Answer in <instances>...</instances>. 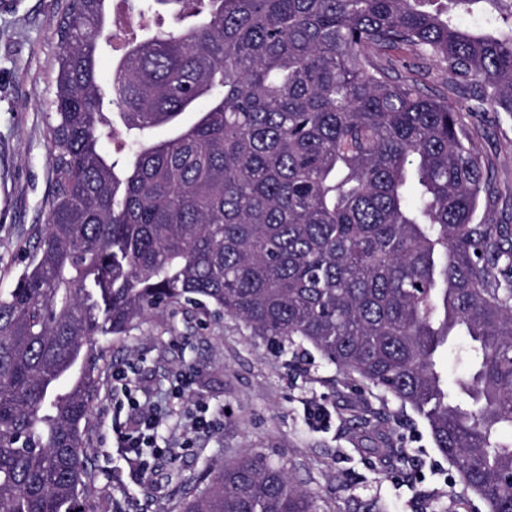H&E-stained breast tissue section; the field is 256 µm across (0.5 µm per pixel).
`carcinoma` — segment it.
Segmentation results:
<instances>
[{"label": "carcinoma", "mask_w": 512, "mask_h": 512, "mask_svg": "<svg viewBox=\"0 0 512 512\" xmlns=\"http://www.w3.org/2000/svg\"><path fill=\"white\" fill-rule=\"evenodd\" d=\"M106 2L62 5L54 186L0 293V512H86L95 337L182 302L276 349L305 342L412 407L464 485L512 512V228L475 222L487 163L448 97L392 56L512 112V12L466 28L490 0H126L195 23L121 55L118 124L100 111ZM461 330L468 371L437 391ZM201 482L182 512H316L260 454Z\"/></svg>", "instance_id": "cac0c4a2"}]
</instances>
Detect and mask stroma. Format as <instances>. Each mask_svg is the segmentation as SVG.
<instances>
[{
    "instance_id": "1",
    "label": "stroma",
    "mask_w": 512,
    "mask_h": 512,
    "mask_svg": "<svg viewBox=\"0 0 512 512\" xmlns=\"http://www.w3.org/2000/svg\"><path fill=\"white\" fill-rule=\"evenodd\" d=\"M63 0H12L0 7V292L13 288L24 267L30 232L45 220L53 186L45 116L56 91L53 68ZM428 93L446 92L488 164L490 186L478 221L512 227V113L478 104L468 88L444 86L440 72L421 64ZM109 351L92 402L86 446L95 473L88 512H180L188 479L214 462L260 454L284 464L310 493L317 512H489L467 490L456 467L437 450L426 421L410 406L343 376L312 347L280 352L251 334L237 317L185 306L158 310L127 335L102 338ZM193 369L184 397L181 374ZM128 373L140 402L161 411L157 445L143 451L146 475L112 451V424L134 425L112 370ZM329 413L309 424L306 400ZM222 412V429L189 433L197 402ZM406 449L404 459L388 456Z\"/></svg>"
}]
</instances>
